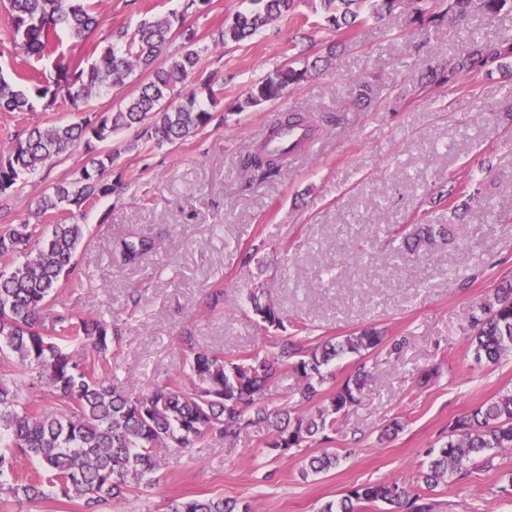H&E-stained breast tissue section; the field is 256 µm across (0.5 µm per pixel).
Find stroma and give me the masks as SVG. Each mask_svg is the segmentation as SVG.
<instances>
[{
    "label": "stroma",
    "mask_w": 512,
    "mask_h": 512,
    "mask_svg": "<svg viewBox=\"0 0 512 512\" xmlns=\"http://www.w3.org/2000/svg\"><path fill=\"white\" fill-rule=\"evenodd\" d=\"M179 0H102L105 27L134 26L144 13L164 15ZM244 0H212L193 19L201 65L224 89L223 119L176 145L126 150L127 131L111 142L120 155L109 175L120 193L84 205L86 255L54 309L113 319L122 337L112 351L114 381L146 390L179 375L182 336L224 358L273 353L283 336L303 346L365 327L384 332L375 352L332 366L334 390L366 365L372 377L354 412L339 416L328 446L273 449L254 427L234 445L206 439L166 453L159 483L105 506L104 512H164L168 500L223 495L251 512H318L353 488L405 483L431 512H512L503 488L512 480V448L469 466L434 490L420 471L456 418L512 391V354L476 362L469 347L476 318L501 283L512 281V81L500 72L477 80L421 87L429 68L458 54L467 36L512 40V13L472 15L454 26L418 22L411 0L350 32L322 22L320 0H298L252 38L215 48L212 36ZM336 43L335 67L314 74L278 101L232 111L253 83L299 54ZM377 99L360 109L354 80ZM319 120L317 144L285 162L278 177L252 183L241 155L258 149L284 113ZM68 100L31 112H0V156L32 127L79 120ZM100 143L77 147L0 198V227L31 217L35 200L70 179ZM479 191L454 218L441 191ZM406 224H444L449 243L419 258L389 257L390 232ZM153 238L157 247L135 266L115 253L120 240ZM257 254L244 263L249 249ZM223 289L224 299L211 293ZM259 295L282 318L280 329L255 315ZM440 366L435 385L417 374ZM402 430L382 439L393 421ZM336 451V469L303 476L308 457Z\"/></svg>",
    "instance_id": "obj_1"
}]
</instances>
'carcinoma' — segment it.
I'll return each instance as SVG.
<instances>
[{
    "label": "carcinoma",
    "mask_w": 512,
    "mask_h": 512,
    "mask_svg": "<svg viewBox=\"0 0 512 512\" xmlns=\"http://www.w3.org/2000/svg\"><path fill=\"white\" fill-rule=\"evenodd\" d=\"M97 0H9L13 20L11 46L22 62L54 53L64 32L71 44H82L100 32L94 62L83 67L72 61L55 66L54 74L33 70L12 81L0 74V110L30 112L35 104L52 106L59 94L72 105L86 102L104 88L123 86L136 70L151 77L138 94L127 98L114 112L100 118L85 117L48 129L34 127L0 156V196L8 195L21 177L35 173L77 143L108 142L133 127L141 139L179 143L204 130L213 114L202 106L198 94L211 104L219 93L212 76L199 69L200 55L193 49L194 32L184 27L189 16L208 9L211 0H183L179 12L145 16L133 27L102 29ZM249 6L224 20L214 44L241 42L283 15L296 0H248ZM393 0H321L324 22L337 30L352 29L390 13ZM512 12V0H448V8L433 16L465 18L478 13L493 18ZM181 47L157 59L173 41ZM512 58V42H471L448 60L440 80L453 83L462 76L478 75L492 66L512 74L505 60ZM317 62L296 68L288 61L255 82L234 110L278 101L307 79ZM301 129L315 136L316 127L303 115L292 113L274 126L268 137ZM287 154L268 144L242 159L245 168L265 180L280 171ZM117 155L102 151L78 169L74 178L59 182L35 202L34 215H55L58 221L44 228L30 222L0 230V256L23 255L25 261L0 271V512H12L23 502L64 500L81 512H99L100 506L159 482L162 453L193 448L212 438L230 440L241 432L264 426L273 433L272 447L282 452L308 442L330 441L336 416L359 402L368 373L347 378L327 398L323 386L332 374L323 371L330 361L344 355L362 356L383 342L381 332L363 329L304 348L286 337L278 352L250 353L230 359L195 349L194 336H183L186 345L185 377L167 379L142 392L112 381V342L119 330L103 317L88 318L59 313L46 319L67 278L79 266V248L87 225L80 223L87 202L109 196L114 190L106 180ZM410 252L436 250L447 236L443 227L418 224L411 231L395 230ZM126 265L139 263L155 250V240L131 236L117 245ZM262 322L276 329L283 320L269 306L255 305ZM82 342L90 354L76 358L69 347ZM470 348L478 361L498 362L512 353V284L497 290L494 302L484 306L476 321ZM292 370L300 378L293 392L294 406L310 405L305 415L271 409L264 402L267 387ZM437 365L421 370L416 387L427 388L440 378ZM36 389L49 402L44 407L23 400L22 388ZM512 448V393L482 404L455 420L447 440L420 476L427 488L458 474L483 458L486 450ZM31 458L36 469L22 473L20 458ZM339 456L324 452L313 456L306 472L318 474L336 468ZM382 502L389 512H430L431 505L397 481L364 485L350 490L319 512H359L367 503ZM236 502L204 496L174 499L165 512H235Z\"/></svg>",
    "instance_id": "carcinoma-1"
}]
</instances>
